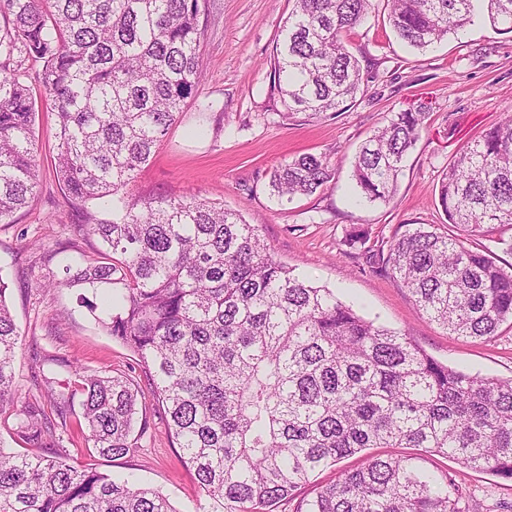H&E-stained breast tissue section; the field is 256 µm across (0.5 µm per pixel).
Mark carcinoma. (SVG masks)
Segmentation results:
<instances>
[{"label":"carcinoma","mask_w":512,"mask_h":512,"mask_svg":"<svg viewBox=\"0 0 512 512\" xmlns=\"http://www.w3.org/2000/svg\"><path fill=\"white\" fill-rule=\"evenodd\" d=\"M396 35L416 49L472 21L512 32V0H386ZM373 0H294L270 68L293 120L336 115L363 76L344 34ZM199 0H0V223L35 198L36 99L20 72L43 62L40 84L57 117L55 171L97 256L64 265L66 286L124 292L105 326L152 370V395L207 496L224 512H264L294 498L316 472L373 448L296 512H469L450 457L512 480V378L443 365L411 339L360 317L328 289L276 261L259 227L193 197L128 199L203 78ZM426 113L396 112L359 147L360 198L387 203ZM326 155L305 154L270 177L290 202L334 180ZM102 201L110 217L89 204ZM448 224H410L379 246L387 274L427 319L462 338L512 324V268L469 236L512 228V115L462 146L438 189ZM0 279V412L21 398L14 360L22 336ZM82 417L96 452L131 454L147 428L139 390L84 375ZM17 432L53 455L0 446V512H177L158 489L69 464L43 405L27 403ZM409 448L411 453L390 452Z\"/></svg>","instance_id":"1"}]
</instances>
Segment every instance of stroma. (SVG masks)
<instances>
[{
	"label": "stroma",
	"instance_id": "1",
	"mask_svg": "<svg viewBox=\"0 0 512 512\" xmlns=\"http://www.w3.org/2000/svg\"><path fill=\"white\" fill-rule=\"evenodd\" d=\"M293 0H205L200 15L204 79L191 104L160 142L129 188L130 197L188 196L223 204L260 227L271 255L315 285L331 289L359 315L410 336L436 361L486 378L512 377V328L492 339H463L425 318L409 293L395 285L370 255L408 224L447 228L438 185L461 145L512 113V33L476 16L447 40L417 50L400 41L377 0L366 20L345 38L358 59L364 90L331 118L283 120L267 62ZM37 101L38 193L9 223H0V279L23 337L16 376L23 393L42 399L47 383L68 389L64 446L78 464L160 489L177 512H218L186 467L137 354L107 332L99 312L83 302L86 289L56 287L63 257L92 254L95 241L79 230L80 214L64 196L54 171L55 116L38 75L41 62L24 63ZM425 112V128L410 150L389 203L356 204L351 177L359 145L392 113ZM329 156L336 176L308 197L278 203L270 194L273 170L305 154ZM364 246H349L355 228ZM66 254V255H67ZM90 374L126 377L146 396L145 434L131 457L99 456L79 426L80 382L66 363ZM470 512H512V481L474 471L441 456Z\"/></svg>",
	"mask_w": 512,
	"mask_h": 512
}]
</instances>
